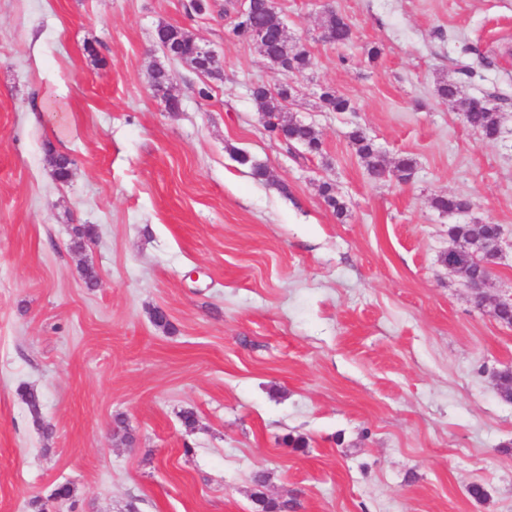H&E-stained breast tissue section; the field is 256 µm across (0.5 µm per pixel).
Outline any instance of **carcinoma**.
<instances>
[{"mask_svg":"<svg viewBox=\"0 0 512 512\" xmlns=\"http://www.w3.org/2000/svg\"><path fill=\"white\" fill-rule=\"evenodd\" d=\"M161 30L162 41L170 45L175 60L188 57L200 48L195 37L186 30L172 25H163ZM254 30L268 32L269 38L263 44V52L267 62L277 61L275 67L277 73H303L311 68L312 61L304 45L292 40L286 33L283 35L277 33L275 12L269 6V0H252L249 16L234 23L232 33L238 38L246 39L249 32ZM324 31L331 35L332 41L337 44H345L352 38V29L348 21L334 12L326 17ZM169 73L170 70L162 65L154 66L150 74L151 87L157 92L166 91L171 84ZM292 91L293 88L288 83H279L272 88L265 85L256 86L253 96L259 105L263 125L268 131L277 127L284 129L288 134L290 145H298L311 155H320L322 142L314 127L286 115L284 111L283 101L292 96ZM320 100L322 108L329 112H347L351 109L349 100L336 95L331 90L324 91ZM493 100L492 95L485 97L482 107L478 109L472 106L471 98L462 100L468 124L488 140H494L501 134L500 112ZM349 139L356 153L367 160L371 176L380 178L393 174L403 177L412 174L414 163L410 158H401L393 167H387L384 158L375 149L372 139L363 130L359 128L352 130ZM48 156L56 179L67 180L70 176L72 161L62 154L55 155L50 152ZM320 192L324 202L336 212V215H343L346 205L336 196L333 187L324 183L321 185ZM431 206L442 214H453L468 209L469 203L456 196L440 194L432 197ZM495 232L496 229L489 224L481 228L471 224H454L448 229V234L457 247L466 248L464 260L457 268L461 279L477 277V264L483 260L482 243L495 235ZM254 499L257 506L261 508V512H288V502H278L267 497L260 490L254 493Z\"/></svg>","mask_w":512,"mask_h":512,"instance_id":"carcinoma-1","label":"carcinoma"}]
</instances>
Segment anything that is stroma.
<instances>
[{"label": "stroma", "instance_id": "stroma-1", "mask_svg": "<svg viewBox=\"0 0 512 512\" xmlns=\"http://www.w3.org/2000/svg\"><path fill=\"white\" fill-rule=\"evenodd\" d=\"M190 2L0 0V512L61 483L51 512H255L258 474L292 512H512V326L492 303L512 249L481 304L441 261L452 224L512 239V0H275L312 57L288 77L231 34L224 0ZM331 9L346 44L324 37ZM161 25L221 78L168 58ZM443 77L498 96L501 137L437 95ZM282 81L321 154L264 129L251 89ZM326 89L352 111L322 109ZM356 128L411 178H373ZM437 194L471 206L439 214ZM162 30V41L170 45L173 56L171 58L181 62L182 57L193 55L200 44L195 37L186 30L172 25L159 26Z\"/></svg>", "mask_w": 512, "mask_h": 512}]
</instances>
